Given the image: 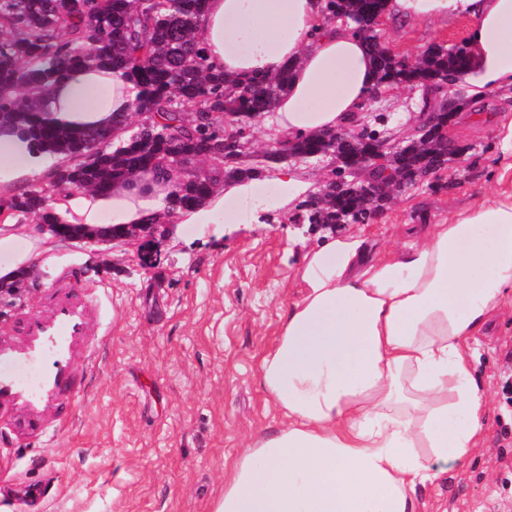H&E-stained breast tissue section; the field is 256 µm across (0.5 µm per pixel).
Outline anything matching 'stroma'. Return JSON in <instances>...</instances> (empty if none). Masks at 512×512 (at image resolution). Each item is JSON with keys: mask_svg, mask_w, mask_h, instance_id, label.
<instances>
[{"mask_svg": "<svg viewBox=\"0 0 512 512\" xmlns=\"http://www.w3.org/2000/svg\"><path fill=\"white\" fill-rule=\"evenodd\" d=\"M464 19L387 23L390 47L417 59L430 45L468 38ZM369 111L392 117L405 139L419 110L416 92L381 96ZM463 154L440 186L395 196L371 223L296 225L271 170L265 223L176 224L160 238L107 244L46 236L34 220L0 267L27 269L14 302L0 304V377L18 399L0 401V512H213L224 493V463L283 422L258 377L289 305L303 293L308 247L324 234L360 237L376 256L489 195L499 144L471 111L450 124ZM83 320L73 334L72 314ZM68 346L70 369L53 392L18 377L38 365L56 373L54 352L22 348L39 326ZM488 397L479 448L418 487V512H512V309L496 311L470 341Z\"/></svg>", "mask_w": 512, "mask_h": 512, "instance_id": "stroma-1", "label": "stroma"}]
</instances>
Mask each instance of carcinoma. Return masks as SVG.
Returning a JSON list of instances; mask_svg holds the SVG:
<instances>
[{"mask_svg": "<svg viewBox=\"0 0 512 512\" xmlns=\"http://www.w3.org/2000/svg\"><path fill=\"white\" fill-rule=\"evenodd\" d=\"M206 0H0V119L17 124L33 147L58 158L43 180L0 199V209L22 222L57 224L53 194L93 189L158 170L174 177L172 208H189L209 193L216 174L250 175L246 157L254 118L269 111L288 88V73L233 84L210 70L192 33ZM385 0H328L327 20L348 18L351 34L365 41L379 82L421 91L420 112L456 117L468 102L444 104L448 74L466 65V43L432 45L412 64L382 42L378 19ZM108 66L136 89L135 112L145 121L112 137L98 129L68 130L48 118L50 85L75 67ZM393 153L397 192L426 186L459 152L446 136L426 132ZM323 133L278 142L263 158L285 163L288 153L310 159L331 148ZM343 153L351 161L388 144L376 129H346ZM210 163L209 171L199 167ZM390 198L364 199V183L336 167L333 178L304 204L298 220L309 224H366Z\"/></svg>", "mask_w": 512, "mask_h": 512, "instance_id": "carcinoma-1", "label": "carcinoma"}]
</instances>
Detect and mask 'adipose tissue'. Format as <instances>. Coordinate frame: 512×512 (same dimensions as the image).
<instances>
[{
	"label": "adipose tissue",
	"instance_id": "1",
	"mask_svg": "<svg viewBox=\"0 0 512 512\" xmlns=\"http://www.w3.org/2000/svg\"><path fill=\"white\" fill-rule=\"evenodd\" d=\"M323 0H206L193 40L213 70L245 83L288 71L269 111L281 137L315 134L362 118L377 86L375 64ZM403 18L472 22L460 75L473 100L512 88V0H386ZM132 84L107 67L70 70L49 89L54 121L108 128L133 112ZM496 189L435 224L420 243L377 260L365 240L327 237L304 256V293L258 363L281 410L280 428L224 469L214 512H416L417 486L477 448L487 399L470 339L512 299V123L494 128ZM25 135L0 127V198L46 172ZM159 174L73 191L54 207L68 224H210L248 204L266 209L257 177H240L198 205L169 209Z\"/></svg>",
	"mask_w": 512,
	"mask_h": 512
}]
</instances>
